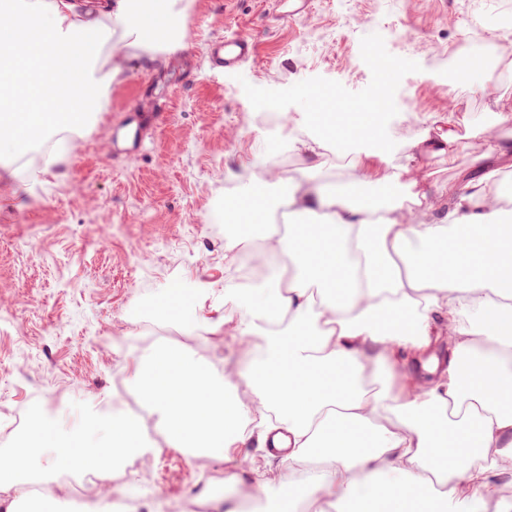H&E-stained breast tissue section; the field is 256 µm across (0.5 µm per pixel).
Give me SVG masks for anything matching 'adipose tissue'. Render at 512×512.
I'll return each instance as SVG.
<instances>
[{
  "mask_svg": "<svg viewBox=\"0 0 512 512\" xmlns=\"http://www.w3.org/2000/svg\"><path fill=\"white\" fill-rule=\"evenodd\" d=\"M186 0H0V159L43 132L45 162L68 132L106 111L129 58L182 46ZM301 177L255 178L224 198V251L238 279L239 355L255 400L182 344L160 341L130 377L166 443L254 469L244 498L284 487L306 512H512V141L488 140L479 172L430 194L412 163L342 189L320 183L328 147L384 150L386 97L346 111L311 90ZM457 118L424 131L411 155L455 153ZM435 221H425L430 212ZM421 222H412V215ZM281 257L286 274L255 285L247 262ZM88 428L35 414L0 460V491L64 466L108 475L149 454L137 419L100 407ZM253 442L263 463L239 456Z\"/></svg>",
  "mask_w": 512,
  "mask_h": 512,
  "instance_id": "obj_1",
  "label": "adipose tissue"
}]
</instances>
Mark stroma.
I'll return each mask as SVG.
<instances>
[{
  "mask_svg": "<svg viewBox=\"0 0 512 512\" xmlns=\"http://www.w3.org/2000/svg\"><path fill=\"white\" fill-rule=\"evenodd\" d=\"M275 0H192L182 55L129 60L107 112L84 131L65 165L40 184L25 169L31 155L0 163V414L77 415L101 399L124 410L114 376H127L152 344L181 342L214 370L231 371L235 394L252 397L243 368L230 360L231 334L185 331L144 313L170 290L202 291L203 314L224 316V217L218 209L237 173L272 156L263 180L301 176L304 156L288 138L304 128L305 97L317 88L350 106L372 98L381 55L402 61L387 91V147L403 158L432 122L455 112L462 145L454 158L418 157L441 193L471 169L487 137L511 138L512 122L492 123L494 98L457 82L455 54L512 53V0H312L293 24ZM233 34L254 38L257 53L237 69L212 74L211 44ZM161 118L135 150L118 143L129 109ZM223 462L165 447L122 471L112 499L139 497L143 512L204 491L219 492L209 512H235V493L214 481Z\"/></svg>",
  "mask_w": 512,
  "mask_h": 512,
  "instance_id": "obj_1",
  "label": "stroma"
}]
</instances>
